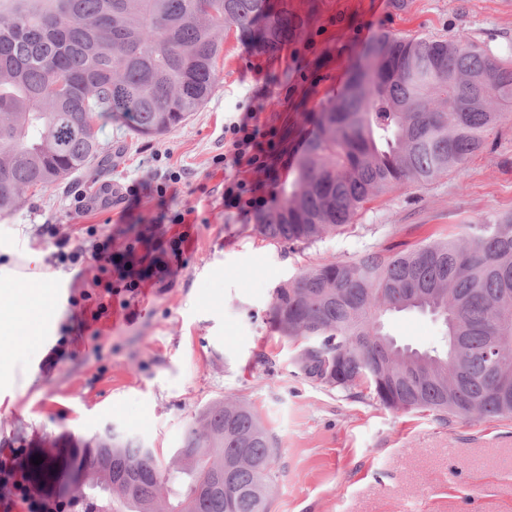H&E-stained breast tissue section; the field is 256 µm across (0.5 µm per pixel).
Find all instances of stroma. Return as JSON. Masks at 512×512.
<instances>
[{
  "mask_svg": "<svg viewBox=\"0 0 512 512\" xmlns=\"http://www.w3.org/2000/svg\"><path fill=\"white\" fill-rule=\"evenodd\" d=\"M291 5L314 19L278 54L225 30L214 91L185 123L145 138L103 115L99 160L0 215V248L42 252L65 288L51 328L17 361L12 397L0 400V448L70 446L113 429L140 437L165 464L201 408L240 399L278 443L271 512H512V417L443 419L329 388L303 372L304 341L280 336L268 320L275 289L309 267L512 214V112L447 176L392 188L309 246L269 243L255 216L225 210L214 163L225 123L258 111L288 163L246 178L284 200L302 143L364 45L384 33L462 34L512 59V8L505 0ZM173 171L182 176L177 194L161 200L152 186ZM131 184L142 187L135 202L124 195ZM187 208L190 223L162 218ZM102 244L110 262L92 257ZM101 302L107 314H98ZM384 330L421 351L445 339L439 321L415 311L387 315Z\"/></svg>",
  "mask_w": 512,
  "mask_h": 512,
  "instance_id": "obj_1",
  "label": "stroma"
}]
</instances>
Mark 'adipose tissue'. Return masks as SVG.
<instances>
[{
	"mask_svg": "<svg viewBox=\"0 0 512 512\" xmlns=\"http://www.w3.org/2000/svg\"><path fill=\"white\" fill-rule=\"evenodd\" d=\"M42 259L40 252L27 250L0 266V381L13 380L17 350L50 324L48 283L52 275L43 271Z\"/></svg>",
	"mask_w": 512,
	"mask_h": 512,
	"instance_id": "1",
	"label": "adipose tissue"
}]
</instances>
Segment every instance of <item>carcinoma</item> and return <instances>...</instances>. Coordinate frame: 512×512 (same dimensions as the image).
<instances>
[{
	"instance_id": "carcinoma-1",
	"label": "carcinoma",
	"mask_w": 512,
	"mask_h": 512,
	"mask_svg": "<svg viewBox=\"0 0 512 512\" xmlns=\"http://www.w3.org/2000/svg\"><path fill=\"white\" fill-rule=\"evenodd\" d=\"M311 19L288 0H0V214L97 160L94 121L104 112L142 137L185 122L215 88L224 27L274 54ZM511 108L512 61L465 37L384 34L322 105L290 190L255 230L290 248L320 241L393 186L448 175ZM413 311L443 322V348L400 347L384 333L385 314ZM269 320L307 342L304 370L333 388L366 390L397 410L511 417L512 362L494 376L484 349L491 337L512 348V215L308 268L276 289ZM454 336L468 345L461 363ZM276 454L250 404L217 400L166 468L138 439L108 430L96 448L30 470L42 486L86 472L81 497L92 512H269ZM130 464L142 470L132 487L119 481Z\"/></svg>"
}]
</instances>
